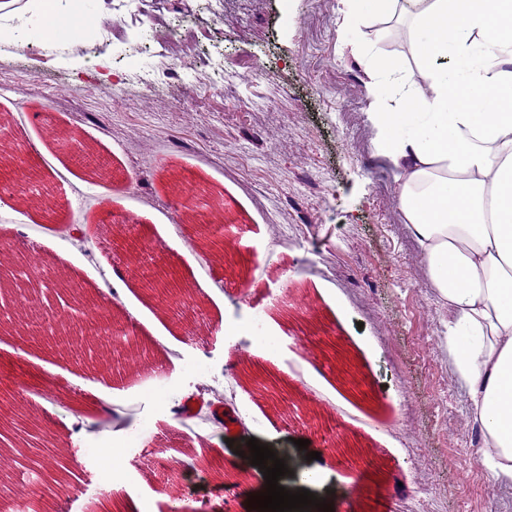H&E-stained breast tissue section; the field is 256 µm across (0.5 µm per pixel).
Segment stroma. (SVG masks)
<instances>
[{"label":"stroma","instance_id":"obj_1","mask_svg":"<svg viewBox=\"0 0 512 512\" xmlns=\"http://www.w3.org/2000/svg\"><path fill=\"white\" fill-rule=\"evenodd\" d=\"M114 5L56 0L69 24L47 40L30 29V0H0V123H11L37 170L28 192L66 182L50 215L0 200V242L14 259L38 251L138 343L114 376L71 356L67 341L22 346L0 331V378L25 375L58 389L43 430L73 442L64 465L84 491L70 512H124L133 499L137 512H170L154 470L139 459L147 447L176 461L183 512L229 504L250 512L264 479L235 449L254 438L288 457L281 481L300 490L306 454L318 445L302 451L295 442L307 439L312 409L324 411L339 442L363 450L337 460L321 454L329 472L311 492L334 512H380L385 502L392 512H512V486H493L469 453L476 435L439 342L444 314L414 274L421 253L366 119L371 58L400 62L407 84L429 90L400 25L380 16L349 31L339 0H141L165 28L159 39ZM103 17L119 22L120 37L101 38L95 23ZM164 55L174 69L160 77L154 63ZM143 78L156 79L154 92L143 94ZM62 128L95 148L111 178H89L75 164L74 147L55 137ZM176 174L221 193L232 227L226 262L208 261L195 224L178 211ZM118 224L139 225L155 256L192 285L196 305L183 319L162 313L142 288L131 253L113 238ZM261 307L270 352L249 342ZM309 325L330 327L329 346L344 349L366 392L345 385L335 361L290 350L292 335ZM145 356L168 374L157 399L138 396L133 384ZM190 360L223 379L233 436L211 421L200 438L181 437L182 402L211 401ZM67 363L74 378L50 374ZM256 374L285 388L288 412L253 395ZM119 438L131 441L124 491L105 497L112 459L102 448ZM423 478L432 493L420 491Z\"/></svg>","mask_w":512,"mask_h":512}]
</instances>
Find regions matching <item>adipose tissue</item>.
I'll use <instances>...</instances> for the list:
<instances>
[{"label": "adipose tissue", "mask_w": 512, "mask_h": 512, "mask_svg": "<svg viewBox=\"0 0 512 512\" xmlns=\"http://www.w3.org/2000/svg\"><path fill=\"white\" fill-rule=\"evenodd\" d=\"M343 21L405 10L430 92L376 64L367 120L448 328L490 481L512 486V0H341ZM400 99L390 109L391 99Z\"/></svg>", "instance_id": "1"}]
</instances>
